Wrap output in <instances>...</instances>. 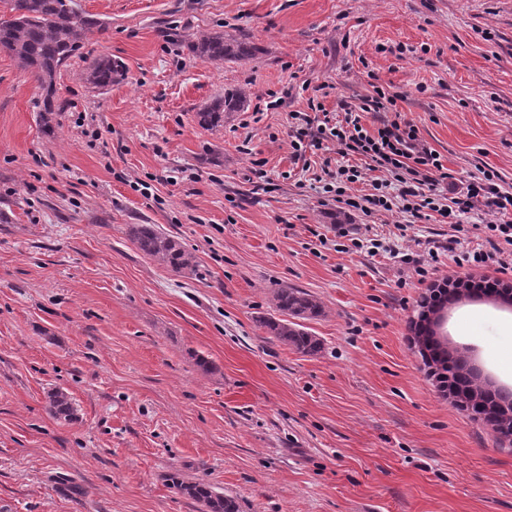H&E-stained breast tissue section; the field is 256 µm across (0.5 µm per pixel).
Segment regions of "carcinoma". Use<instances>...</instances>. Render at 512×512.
<instances>
[{
    "label": "carcinoma",
    "instance_id": "carcinoma-1",
    "mask_svg": "<svg viewBox=\"0 0 512 512\" xmlns=\"http://www.w3.org/2000/svg\"><path fill=\"white\" fill-rule=\"evenodd\" d=\"M11 17L0 19V51L16 58L29 71L42 90L40 122L53 131L56 114L55 76L82 47L93 32L106 30L92 15L76 7L75 0H8ZM190 50L213 62H233L253 56L255 48L243 39L226 36L222 32L209 34L193 41ZM123 71V64L109 57L95 59L88 67V81L96 88L112 85L115 76ZM249 95L239 88L224 94V98L196 113L198 125L206 130L224 126V119L248 106ZM129 235L136 246L151 260L176 273L193 270L194 256L180 242L161 232L155 224H132ZM276 309L287 315L285 319L268 318L262 322L279 341L297 351L313 355L321 348L320 340L310 335L295 319L319 316L321 306L313 296L300 288L283 286L274 291ZM440 362L449 369L448 387L463 398L476 386L474 375L459 365V358L449 351H441ZM474 415L485 419L493 417L500 427L512 423V395L500 388L489 387L477 402H469ZM47 409L57 419L70 422L76 408L69 393L57 388L48 393ZM177 488L204 504L207 512H240L237 501L217 493L204 483H177Z\"/></svg>",
    "mask_w": 512,
    "mask_h": 512
}]
</instances>
